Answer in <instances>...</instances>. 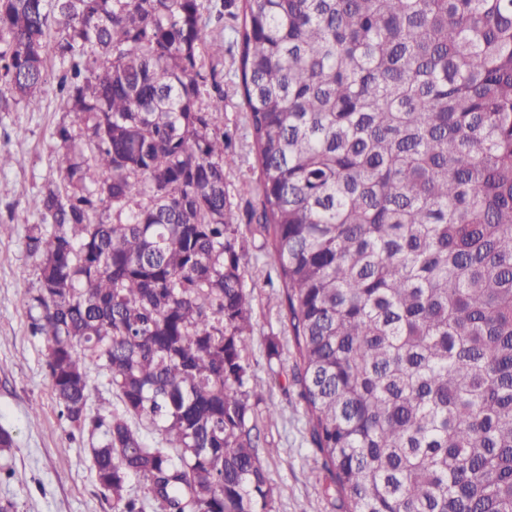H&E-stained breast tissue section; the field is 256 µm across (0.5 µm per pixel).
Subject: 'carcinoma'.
Instances as JSON below:
<instances>
[{
	"mask_svg": "<svg viewBox=\"0 0 512 512\" xmlns=\"http://www.w3.org/2000/svg\"><path fill=\"white\" fill-rule=\"evenodd\" d=\"M235 7L0 0V112L38 107L54 58L71 117L22 305L97 486L114 512H273L215 12L241 19L256 223L340 512H512V0ZM93 370L119 409H91Z\"/></svg>",
	"mask_w": 512,
	"mask_h": 512,
	"instance_id": "obj_1",
	"label": "carcinoma"
}]
</instances>
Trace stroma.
<instances>
[{"instance_id":"stroma-1","label":"stroma","mask_w":512,"mask_h":512,"mask_svg":"<svg viewBox=\"0 0 512 512\" xmlns=\"http://www.w3.org/2000/svg\"><path fill=\"white\" fill-rule=\"evenodd\" d=\"M233 55L228 48L214 67L224 78L225 183L239 214L244 280L253 295L254 330L245 357L250 384L261 389L265 404L280 412L263 428L259 455L274 490L275 512H337L294 378L299 357L285 330L287 309L269 240L248 219L261 208L259 167ZM67 119L52 78L42 88L39 110L30 111L21 102L0 112V152L23 159L22 165L0 168V427L16 440L11 453L0 457V503L12 502V512H113L111 498L95 483L87 439L72 434L59 417L45 342L30 336L19 302L21 289L37 281V262L25 250V227L36 222L38 199L57 177L54 131ZM273 342L279 349L275 358L269 355Z\"/></svg>"}]
</instances>
